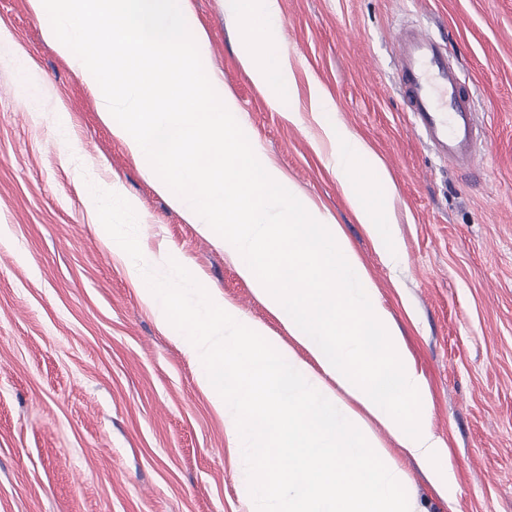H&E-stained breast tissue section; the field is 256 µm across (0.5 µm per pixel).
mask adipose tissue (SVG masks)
Returning <instances> with one entry per match:
<instances>
[{
    "instance_id": "adipose-tissue-1",
    "label": "adipose tissue",
    "mask_w": 512,
    "mask_h": 512,
    "mask_svg": "<svg viewBox=\"0 0 512 512\" xmlns=\"http://www.w3.org/2000/svg\"><path fill=\"white\" fill-rule=\"evenodd\" d=\"M230 12L243 23L252 44V51L242 59V65L255 84L264 91L278 93L293 80V67L288 56L271 55L264 47V37L279 25L277 0H229ZM329 151L326 164L342 186L348 204L358 223L366 232L386 223L387 217L381 195L384 180L382 165L367 167L369 144L358 134L342 125L323 129Z\"/></svg>"
}]
</instances>
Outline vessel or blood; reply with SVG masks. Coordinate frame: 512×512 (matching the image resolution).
<instances>
[{"instance_id":"vessel-or-blood-1","label":"vessel or blood","mask_w":512,"mask_h":512,"mask_svg":"<svg viewBox=\"0 0 512 512\" xmlns=\"http://www.w3.org/2000/svg\"><path fill=\"white\" fill-rule=\"evenodd\" d=\"M400 84L414 127L426 133L438 153L467 163L478 131L475 109L460 89V76L448 62L447 49L423 32L406 36Z\"/></svg>"}]
</instances>
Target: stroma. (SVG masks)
Masks as SVG:
<instances>
[{
	"label": "stroma",
	"mask_w": 512,
	"mask_h": 512,
	"mask_svg": "<svg viewBox=\"0 0 512 512\" xmlns=\"http://www.w3.org/2000/svg\"><path fill=\"white\" fill-rule=\"evenodd\" d=\"M209 67L247 137L340 224L429 380L433 429L454 479L440 497L393 437L381 445L423 512H512V0H278L267 45L297 86L279 106L241 64L251 43L226 0H189ZM0 512H257L242 452L196 369L140 300L131 259L108 250L77 182L117 185L139 207L145 261L166 246L246 321L288 325L238 275L222 238L187 223L113 136L101 102L45 36L27 0H0ZM424 30L467 77L480 126L469 166L412 126L398 35ZM34 63L26 82L15 54ZM331 105L310 110L307 75ZM299 108L304 122L289 121ZM341 124L392 180L402 260L388 267L314 141Z\"/></svg>",
	"instance_id": "stroma-1"
}]
</instances>
